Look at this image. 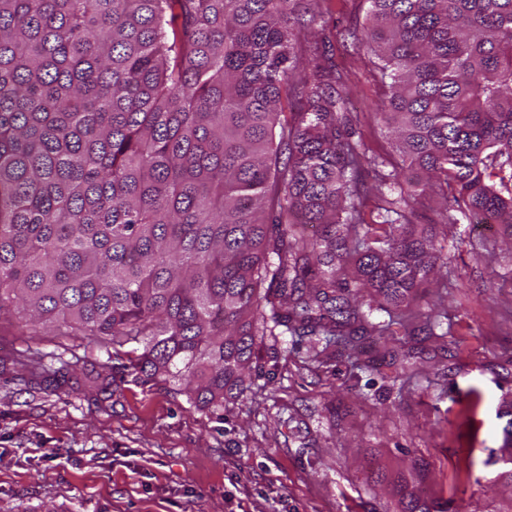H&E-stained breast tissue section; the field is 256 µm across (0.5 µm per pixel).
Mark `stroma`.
<instances>
[{"mask_svg": "<svg viewBox=\"0 0 512 512\" xmlns=\"http://www.w3.org/2000/svg\"><path fill=\"white\" fill-rule=\"evenodd\" d=\"M339 88L368 146L393 157L368 116L383 88L360 33L364 0H323ZM435 234L443 266L416 312L450 329L416 345L413 372L392 386L339 355L319 365L291 336L266 337L263 373L216 418L164 382L142 384L106 348L67 325L21 331L0 316V512H405L415 496L448 512H512L501 477L512 400V228L438 222L421 198L412 217ZM68 363L69 387L32 376V359ZM111 378L101 399L86 376Z\"/></svg>", "mask_w": 512, "mask_h": 512, "instance_id": "stroma-1", "label": "stroma"}]
</instances>
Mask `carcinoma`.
<instances>
[{
  "label": "carcinoma",
  "mask_w": 512,
  "mask_h": 512,
  "mask_svg": "<svg viewBox=\"0 0 512 512\" xmlns=\"http://www.w3.org/2000/svg\"><path fill=\"white\" fill-rule=\"evenodd\" d=\"M367 2L397 165L326 52L300 63L317 0H0V311L61 320L212 413L278 333L357 358L379 340L397 382L409 338L443 327L405 313L442 259L408 190L444 225L512 227V0Z\"/></svg>",
  "instance_id": "obj_1"
}]
</instances>
